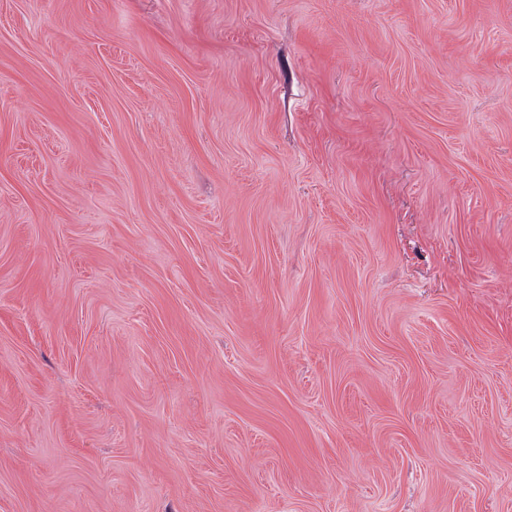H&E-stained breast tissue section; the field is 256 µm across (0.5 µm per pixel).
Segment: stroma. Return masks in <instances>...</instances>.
I'll list each match as a JSON object with an SVG mask.
<instances>
[{"mask_svg": "<svg viewBox=\"0 0 512 512\" xmlns=\"http://www.w3.org/2000/svg\"><path fill=\"white\" fill-rule=\"evenodd\" d=\"M0 512H512V0H0Z\"/></svg>", "mask_w": 512, "mask_h": 512, "instance_id": "35a3bbf8", "label": "stroma"}]
</instances>
